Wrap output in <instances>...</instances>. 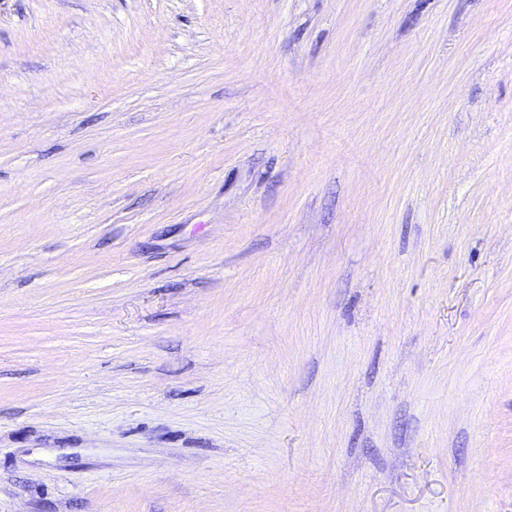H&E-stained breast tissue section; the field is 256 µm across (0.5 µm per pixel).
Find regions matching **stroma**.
<instances>
[{
	"mask_svg": "<svg viewBox=\"0 0 512 512\" xmlns=\"http://www.w3.org/2000/svg\"><path fill=\"white\" fill-rule=\"evenodd\" d=\"M0 512H512V0H0Z\"/></svg>",
	"mask_w": 512,
	"mask_h": 512,
	"instance_id": "1",
	"label": "stroma"
}]
</instances>
